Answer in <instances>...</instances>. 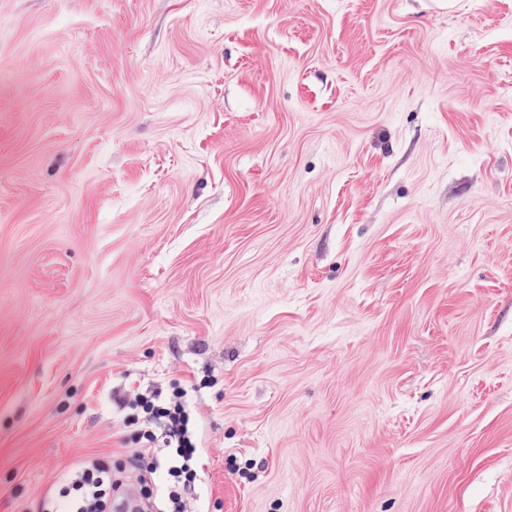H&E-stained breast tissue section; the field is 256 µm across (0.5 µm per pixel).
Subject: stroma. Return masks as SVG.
Returning a JSON list of instances; mask_svg holds the SVG:
<instances>
[{
    "mask_svg": "<svg viewBox=\"0 0 512 512\" xmlns=\"http://www.w3.org/2000/svg\"><path fill=\"white\" fill-rule=\"evenodd\" d=\"M176 385L205 512H512V0H0V512Z\"/></svg>",
    "mask_w": 512,
    "mask_h": 512,
    "instance_id": "35a3bbf8",
    "label": "stroma"
}]
</instances>
